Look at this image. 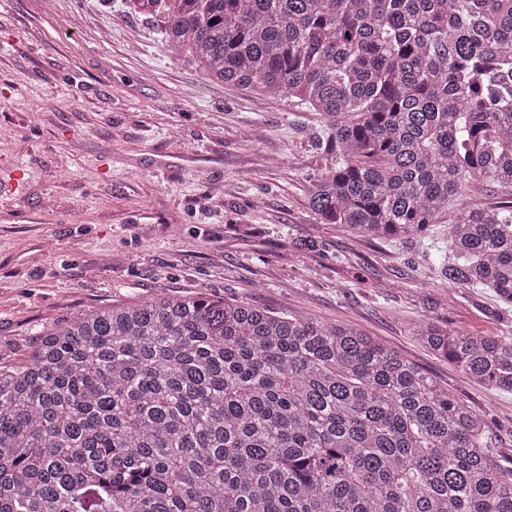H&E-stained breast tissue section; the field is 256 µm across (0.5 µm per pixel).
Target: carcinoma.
<instances>
[{"label": "carcinoma", "mask_w": 512, "mask_h": 512, "mask_svg": "<svg viewBox=\"0 0 512 512\" xmlns=\"http://www.w3.org/2000/svg\"><path fill=\"white\" fill-rule=\"evenodd\" d=\"M215 82L316 112L321 224L426 234L471 182L442 276L512 304V0H124ZM414 336L512 392V337ZM0 512H512L486 418L352 324L163 291L0 366ZM464 198L466 208L480 209L502 201L505 196L491 184L475 182L469 185Z\"/></svg>", "instance_id": "carcinoma-1"}]
</instances>
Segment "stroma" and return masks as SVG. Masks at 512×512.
Returning a JSON list of instances; mask_svg holds the SVG:
<instances>
[{
	"instance_id": "35a3bbf8",
	"label": "stroma",
	"mask_w": 512,
	"mask_h": 512,
	"mask_svg": "<svg viewBox=\"0 0 512 512\" xmlns=\"http://www.w3.org/2000/svg\"><path fill=\"white\" fill-rule=\"evenodd\" d=\"M317 113L203 77L122 0H0V365L84 313L163 290L356 325L487 419L512 449V393L464 376L413 326L512 336V306L441 276L469 185L427 240L361 239L312 213L335 161ZM261 208H254V201Z\"/></svg>"
}]
</instances>
